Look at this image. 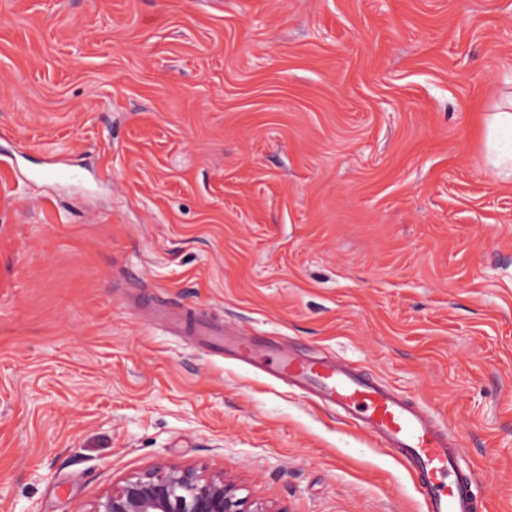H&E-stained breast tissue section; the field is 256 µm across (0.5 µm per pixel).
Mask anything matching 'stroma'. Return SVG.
<instances>
[{
    "mask_svg": "<svg viewBox=\"0 0 512 512\" xmlns=\"http://www.w3.org/2000/svg\"><path fill=\"white\" fill-rule=\"evenodd\" d=\"M512 0H0V512L160 465L425 512L392 451L152 322L333 357L512 512ZM489 128V146L498 152L496 163L512 164V113L496 112L491 116L488 124ZM501 138H508L510 141V149L499 148Z\"/></svg>",
    "mask_w": 512,
    "mask_h": 512,
    "instance_id": "1",
    "label": "stroma"
}]
</instances>
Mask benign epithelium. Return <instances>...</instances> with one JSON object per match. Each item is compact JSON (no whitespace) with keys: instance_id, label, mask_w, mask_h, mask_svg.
Listing matches in <instances>:
<instances>
[{"instance_id":"1","label":"benign epithelium","mask_w":512,"mask_h":512,"mask_svg":"<svg viewBox=\"0 0 512 512\" xmlns=\"http://www.w3.org/2000/svg\"><path fill=\"white\" fill-rule=\"evenodd\" d=\"M89 512H274L238 494L224 473L164 465L112 485Z\"/></svg>"}]
</instances>
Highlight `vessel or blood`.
Returning <instances> with one entry per match:
<instances>
[{"instance_id":"b4317fda","label":"vessel or blood","mask_w":512,"mask_h":512,"mask_svg":"<svg viewBox=\"0 0 512 512\" xmlns=\"http://www.w3.org/2000/svg\"><path fill=\"white\" fill-rule=\"evenodd\" d=\"M181 334L199 337L218 353L232 350L246 364H263L276 378L297 386L324 405L339 409L353 424L392 449L411 470L426 512H478L475 482L458 462L447 431L428 412L333 358L270 351L251 336L226 334L223 325L194 319L183 310L168 318Z\"/></svg>"}]
</instances>
